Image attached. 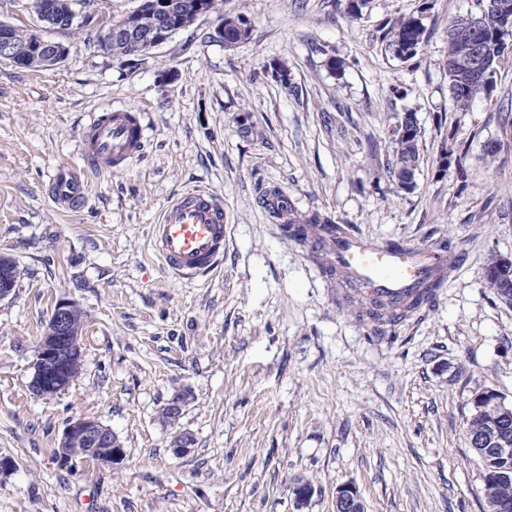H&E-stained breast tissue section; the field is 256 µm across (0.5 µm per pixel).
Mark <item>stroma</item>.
<instances>
[{"mask_svg": "<svg viewBox=\"0 0 512 512\" xmlns=\"http://www.w3.org/2000/svg\"><path fill=\"white\" fill-rule=\"evenodd\" d=\"M422 1L368 0L354 20L347 0H219L127 61L103 54L96 33L140 0H76L93 20L66 31L40 22L34 0H0V21L69 49L48 69L0 60V255L18 271L0 300V512H334L348 483L365 512H485L466 420L477 392L512 401V305L483 275L512 255V120L501 114L512 59L491 96L458 111L447 28L476 2ZM415 12L428 38L403 62L380 36ZM239 13L249 39L213 41L219 17ZM279 65L288 86L271 75ZM166 70L176 77L163 84ZM115 107L141 113L143 155L100 165L85 202L59 208L52 175L78 164L89 122ZM408 111L421 165L404 191L388 131ZM451 138L468 149L443 173ZM275 188L374 240L441 246L453 267L434 306L373 336L261 206ZM189 189L224 205V263L179 281L147 230ZM62 301L85 321L81 368L64 392L37 397L32 363ZM179 393V427L194 439L185 455L160 418ZM77 417L111 428L124 462L58 463ZM300 480L314 489L302 510Z\"/></svg>", "mask_w": 512, "mask_h": 512, "instance_id": "obj_1", "label": "stroma"}]
</instances>
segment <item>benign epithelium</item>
Wrapping results in <instances>:
<instances>
[{"mask_svg":"<svg viewBox=\"0 0 512 512\" xmlns=\"http://www.w3.org/2000/svg\"><path fill=\"white\" fill-rule=\"evenodd\" d=\"M65 0H34V7L40 19L47 24L61 25L59 13ZM210 13L205 0H141L140 7L99 30L97 44L100 49L112 53V41L126 43L129 54L147 56L155 48L167 43L174 34L195 22L200 16ZM68 48L62 43L44 40L33 35L21 41L14 34V27L0 22V59L23 66L30 57L41 56L45 66L60 63L67 55ZM11 262L0 256V299L8 297L15 286L10 270ZM489 284L498 291L503 300H512V257L496 256L485 267ZM76 305L61 302L55 308L41 336L37 354L32 364L33 374L29 384L36 396H53L65 390L71 382L63 366L71 359L82 356L81 336L73 333L72 315ZM187 404V396L177 394L162 409L165 422L172 433L171 448L178 455L192 448V436L178 429ZM474 416L484 418L482 432L467 435L472 450L478 456L486 453V447L495 450L506 459L512 457V403L492 390L474 395L472 399ZM105 465H119L126 458L125 448L112 430L101 422L79 417L70 421L59 444L55 459L69 464L75 459ZM335 512H365L357 488L344 484L336 490Z\"/></svg>","mask_w":512,"mask_h":512,"instance_id":"obj_1","label":"benign epithelium"}]
</instances>
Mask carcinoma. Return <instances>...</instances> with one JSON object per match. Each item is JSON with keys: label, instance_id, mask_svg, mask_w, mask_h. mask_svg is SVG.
Wrapping results in <instances>:
<instances>
[{"label": "carcinoma", "instance_id": "obj_1", "mask_svg": "<svg viewBox=\"0 0 512 512\" xmlns=\"http://www.w3.org/2000/svg\"><path fill=\"white\" fill-rule=\"evenodd\" d=\"M478 11L459 16L451 21L448 26V56L446 69L448 73V90L452 101L460 111H466L471 103L480 95L490 96L492 87L481 81V78L473 74L470 69L458 64L460 54L471 45H477L483 54L485 72L495 74L497 67L508 57L512 56V40L501 35V27L504 21L512 18V0H476ZM224 24L228 25L227 35L240 38L244 41L250 37L251 25L243 15H226ZM426 39V28L420 16L400 17L389 23L383 33L385 49L395 58L407 62L414 59L421 51ZM407 130L411 131L408 138L397 139V135L390 134V139L395 145L396 163L393 177L399 188L410 190L412 186L405 184L404 174L406 170H418L420 153L418 149V133L415 117L408 114ZM270 215L282 221L283 229L288 230L294 224L305 227H314L318 224H329L331 220L318 213L303 215L288 204V213L284 214L275 209L268 208ZM313 258L321 268L323 274L336 282V285L345 286L343 276L331 263L328 254L312 249ZM346 302L355 306L359 320L368 321L373 326L376 334L385 333L390 325L401 323L407 319V314L395 310H383L378 305H373L364 299H358L353 295H345ZM504 466L496 454L487 451L480 467L482 473L489 474V478L483 481L485 497L493 499L500 497L512 498V483L503 484L491 477Z\"/></svg>", "mask_w": 512, "mask_h": 512}]
</instances>
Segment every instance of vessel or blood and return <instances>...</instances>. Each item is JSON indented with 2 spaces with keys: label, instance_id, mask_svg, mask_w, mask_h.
<instances>
[{
  "label": "vessel or blood",
  "instance_id": "1",
  "mask_svg": "<svg viewBox=\"0 0 512 512\" xmlns=\"http://www.w3.org/2000/svg\"><path fill=\"white\" fill-rule=\"evenodd\" d=\"M145 146L140 113L115 109L87 127L80 145L82 168L57 170L50 184L56 203L72 207L85 198L84 168L107 163L126 168ZM224 206L210 193L191 190L177 195L150 227V241L165 270L192 280L213 273L224 261ZM309 241L327 252L343 277L361 296L390 309L409 306L429 285L446 281V256L435 246L386 245L369 237L322 224Z\"/></svg>",
  "mask_w": 512,
  "mask_h": 512
}]
</instances>
